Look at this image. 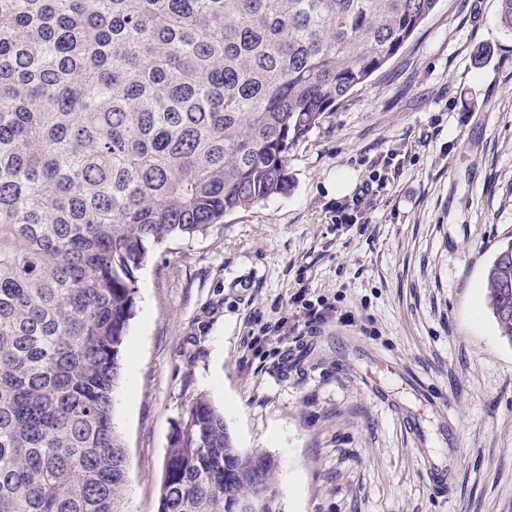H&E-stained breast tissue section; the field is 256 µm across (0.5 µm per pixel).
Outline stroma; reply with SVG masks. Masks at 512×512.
Instances as JSON below:
<instances>
[{
    "instance_id": "stroma-1",
    "label": "stroma",
    "mask_w": 512,
    "mask_h": 512,
    "mask_svg": "<svg viewBox=\"0 0 512 512\" xmlns=\"http://www.w3.org/2000/svg\"><path fill=\"white\" fill-rule=\"evenodd\" d=\"M289 172L287 194L171 241L138 274L115 411L129 512H157L170 436L200 394L236 447L277 460L279 512H512V338L485 290L512 244L499 0H438L290 151ZM365 182L378 188L370 223H337ZM301 287L333 315L248 350L251 316L278 321ZM395 405L421 420L425 450ZM445 444L440 497L420 454Z\"/></svg>"
}]
</instances>
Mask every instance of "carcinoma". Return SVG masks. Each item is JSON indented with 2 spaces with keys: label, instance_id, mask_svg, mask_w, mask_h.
Masks as SVG:
<instances>
[{
  "label": "carcinoma",
  "instance_id": "carcinoma-1",
  "mask_svg": "<svg viewBox=\"0 0 512 512\" xmlns=\"http://www.w3.org/2000/svg\"><path fill=\"white\" fill-rule=\"evenodd\" d=\"M438 0H0V512H127L114 422L151 254L288 192L289 151ZM512 337V247L486 275ZM277 461L204 395L158 512H237Z\"/></svg>",
  "mask_w": 512,
  "mask_h": 512
}]
</instances>
